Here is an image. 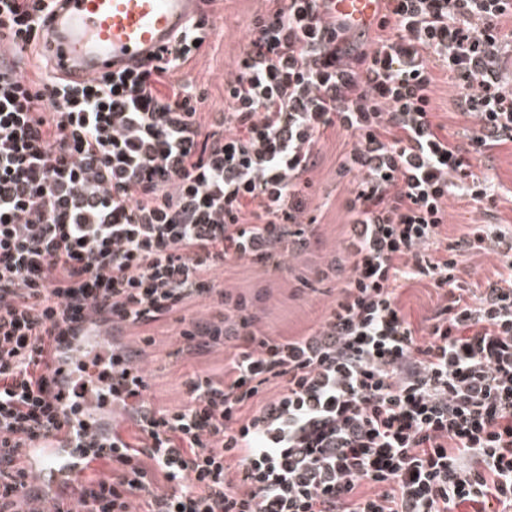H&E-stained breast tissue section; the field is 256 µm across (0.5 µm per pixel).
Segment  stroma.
<instances>
[{"instance_id":"1","label":"stroma","mask_w":512,"mask_h":512,"mask_svg":"<svg viewBox=\"0 0 512 512\" xmlns=\"http://www.w3.org/2000/svg\"><path fill=\"white\" fill-rule=\"evenodd\" d=\"M264 6L263 0H216L214 4L217 35L185 67L177 70L175 79L189 83L195 89L206 91L201 109L205 112L224 111V76L233 69L248 35L250 16ZM348 143L345 134L328 130L322 140L324 161L309 174L310 188L306 190L310 216L320 226V241L307 251L286 259L283 272L272 274L265 267L251 262H240L218 268L216 277L225 287L250 295L256 289L267 292L260 313L261 330L271 337L296 336L319 324L338 295L334 280L317 281L314 270L325 258L342 247L347 214L343 202L348 196L349 178L336 174V159ZM489 165H475L476 173L493 179L497 199L491 208L457 196L448 199V223L442 234L455 240L466 234L474 224H503L512 228V144L494 147ZM329 209H322V202ZM440 298L427 281L415 280L403 284L399 292L402 311L417 332H424L427 319ZM175 318L128 330L127 341L150 335L152 343L146 346L140 365L149 382V394L160 409H174L184 404L188 395L185 382L195 373L206 372L222 376L224 363L231 357L223 348L189 359L176 357L179 346Z\"/></svg>"}]
</instances>
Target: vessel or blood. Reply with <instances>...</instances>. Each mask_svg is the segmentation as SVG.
<instances>
[{
    "label": "vessel or blood",
    "instance_id": "vessel-or-blood-1",
    "mask_svg": "<svg viewBox=\"0 0 512 512\" xmlns=\"http://www.w3.org/2000/svg\"><path fill=\"white\" fill-rule=\"evenodd\" d=\"M199 0H61L48 19L49 48L61 73L77 84L117 72L167 46L174 33L198 11ZM337 23L352 33L367 32L382 13L384 0H329ZM34 482L70 498L83 474L86 456L64 429L50 448L26 450Z\"/></svg>",
    "mask_w": 512,
    "mask_h": 512
}]
</instances>
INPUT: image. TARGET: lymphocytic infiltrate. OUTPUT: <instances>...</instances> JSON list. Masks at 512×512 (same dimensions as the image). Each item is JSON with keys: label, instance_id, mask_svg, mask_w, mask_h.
<instances>
[{"label": "lymphocytic infiltrate", "instance_id": "f902f5d3", "mask_svg": "<svg viewBox=\"0 0 512 512\" xmlns=\"http://www.w3.org/2000/svg\"><path fill=\"white\" fill-rule=\"evenodd\" d=\"M58 2L0 0V512H137L142 496L151 512H512V232L441 236L450 195L495 201L472 167L512 143V0H385L368 40L326 0H268L224 78L227 111L207 114L173 74L215 35L212 0L84 86L10 62L40 49ZM440 71L469 123L456 135L435 120ZM331 128L351 140L336 173L353 188L315 275L341 288L318 326L272 338L261 295L215 271L279 272L318 242L303 189ZM473 249L502 265L478 290L461 279ZM423 279L443 301L421 342L398 287ZM198 299L215 312L183 319L181 353L235 355L156 409L125 332ZM103 332L109 354L80 364L90 382L56 390L50 363ZM90 398L112 409L111 474L49 503L17 460Z\"/></svg>", "mask_w": 512, "mask_h": 512}]
</instances>
